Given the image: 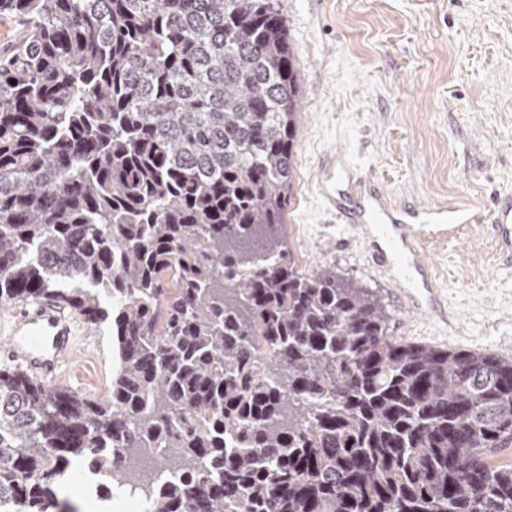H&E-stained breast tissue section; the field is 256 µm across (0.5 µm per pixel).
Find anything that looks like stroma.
Instances as JSON below:
<instances>
[{"label": "stroma", "instance_id": "stroma-1", "mask_svg": "<svg viewBox=\"0 0 512 512\" xmlns=\"http://www.w3.org/2000/svg\"><path fill=\"white\" fill-rule=\"evenodd\" d=\"M300 61L288 243L297 268L323 265L374 293L393 335L444 349L512 355V260L492 226L512 195V0H280ZM390 204L431 208L420 247L446 319L405 308L393 272L377 267L331 201L357 176ZM69 372L97 397L112 379L108 324L90 327Z\"/></svg>", "mask_w": 512, "mask_h": 512}]
</instances>
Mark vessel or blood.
<instances>
[{"label":"vessel or blood","mask_w":512,"mask_h":512,"mask_svg":"<svg viewBox=\"0 0 512 512\" xmlns=\"http://www.w3.org/2000/svg\"><path fill=\"white\" fill-rule=\"evenodd\" d=\"M336 212L364 229L378 265L406 269L400 297L409 309L440 313L442 301L433 268L415 243L413 213L388 207L384 192L376 185L364 188L355 208L337 202ZM493 226L502 249L512 252V210H497ZM81 339L78 315L64 306L50 300L21 305L7 331V355L29 378L53 382L63 377Z\"/></svg>","instance_id":"obj_1"}]
</instances>
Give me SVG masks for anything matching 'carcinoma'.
Returning <instances> with one entry per match:
<instances>
[{
	"label": "carcinoma",
	"instance_id": "1",
	"mask_svg": "<svg viewBox=\"0 0 512 512\" xmlns=\"http://www.w3.org/2000/svg\"><path fill=\"white\" fill-rule=\"evenodd\" d=\"M0 304L110 322L93 398L0 369V512L165 448L147 512H512V359L296 268L280 0H0Z\"/></svg>",
	"mask_w": 512,
	"mask_h": 512
}]
</instances>
